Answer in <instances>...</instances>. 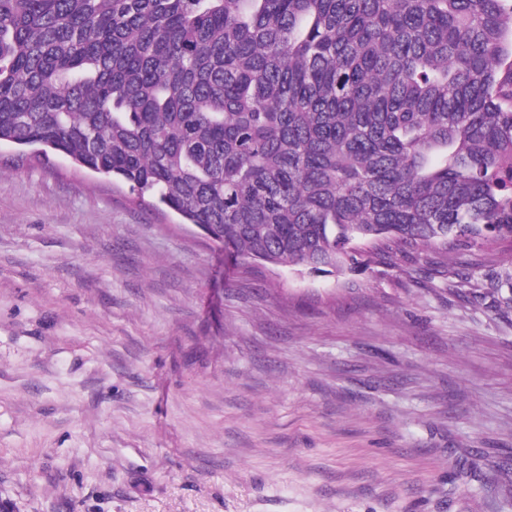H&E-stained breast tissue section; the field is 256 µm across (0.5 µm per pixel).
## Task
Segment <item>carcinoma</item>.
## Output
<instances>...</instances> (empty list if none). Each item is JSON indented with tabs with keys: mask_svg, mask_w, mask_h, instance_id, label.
<instances>
[{
	"mask_svg": "<svg viewBox=\"0 0 512 512\" xmlns=\"http://www.w3.org/2000/svg\"><path fill=\"white\" fill-rule=\"evenodd\" d=\"M239 260L512 239V0H0V142Z\"/></svg>",
	"mask_w": 512,
	"mask_h": 512,
	"instance_id": "obj_1",
	"label": "carcinoma"
}]
</instances>
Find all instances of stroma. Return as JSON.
Returning <instances> with one entry per match:
<instances>
[{"label":"stroma","instance_id":"35a3bbf8","mask_svg":"<svg viewBox=\"0 0 512 512\" xmlns=\"http://www.w3.org/2000/svg\"><path fill=\"white\" fill-rule=\"evenodd\" d=\"M17 152L0 144V502L512 512V244L245 275L126 185Z\"/></svg>","mask_w":512,"mask_h":512}]
</instances>
